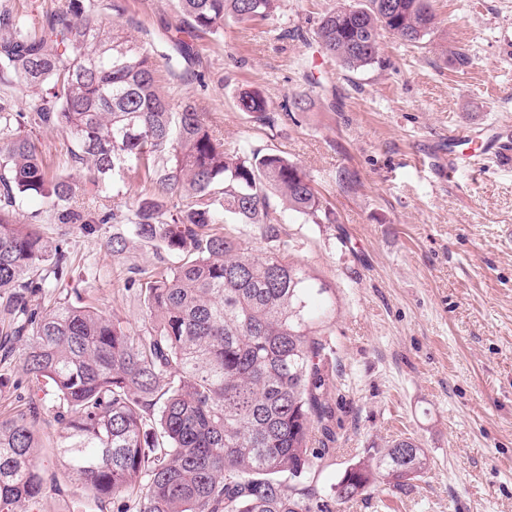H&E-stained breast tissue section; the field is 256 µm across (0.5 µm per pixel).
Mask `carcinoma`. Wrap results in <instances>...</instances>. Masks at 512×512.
Returning <instances> with one entry per match:
<instances>
[{
  "label": "carcinoma",
  "instance_id": "carcinoma-1",
  "mask_svg": "<svg viewBox=\"0 0 512 512\" xmlns=\"http://www.w3.org/2000/svg\"><path fill=\"white\" fill-rule=\"evenodd\" d=\"M279 0H179L186 27L167 66L194 61L190 37L231 18L264 20ZM432 0H367L319 23L321 49L345 69L379 62L388 33L416 44L431 33ZM0 84L41 90L26 112L0 96V362L18 357L23 383L57 396L59 452L68 478L95 500L139 497V512H311L298 484L334 442L331 347L313 330L312 301L327 286L279 255L280 218L269 195L315 224L331 210L287 156L229 151L190 97L174 100L160 69L124 28L87 0H66L38 26L0 5ZM261 121L259 90L240 94ZM49 126L87 170L84 189L48 171L25 127ZM118 183L144 193L124 215L93 217L78 194ZM39 197L59 224H128L188 258L144 283L149 317L137 332L87 306L32 298L62 281L67 254L33 224H19L21 198ZM218 224H259L269 248L255 251ZM40 408L0 415V512H28L46 488L36 448ZM410 438L346 469L333 490L345 503L382 480L411 485L426 469Z\"/></svg>",
  "mask_w": 512,
  "mask_h": 512
}]
</instances>
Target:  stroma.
Wrapping results in <instances>:
<instances>
[{
	"label": "stroma",
	"mask_w": 512,
	"mask_h": 512,
	"mask_svg": "<svg viewBox=\"0 0 512 512\" xmlns=\"http://www.w3.org/2000/svg\"><path fill=\"white\" fill-rule=\"evenodd\" d=\"M122 2L118 16L112 0H94L137 44L168 52L177 0ZM359 2L280 0L265 20H226L193 40L199 80L167 71L165 87L192 97L227 148L288 156L335 212L322 224L287 214L281 226L283 255L327 285L332 306L317 330L333 347L336 448L319 454L301 488L332 512H512V165L483 157L445 172L459 129L494 125L512 147V0H434L429 36H382L380 62L353 72L315 31L324 13ZM249 89L264 94L273 124L239 111ZM300 99L304 108H293ZM32 136L51 171L82 179L64 134L36 127ZM16 218L66 243L67 276L42 303L91 306L131 331L147 319L141 283L179 261L125 224L56 223L38 198ZM116 236L126 239L118 255ZM35 399L50 481L32 512H100L63 474L52 391ZM405 437L426 450L421 477L333 502L347 467Z\"/></svg>",
	"instance_id": "stroma-1"
}]
</instances>
